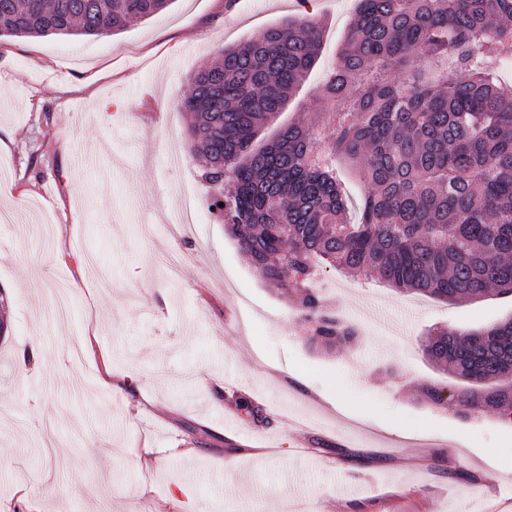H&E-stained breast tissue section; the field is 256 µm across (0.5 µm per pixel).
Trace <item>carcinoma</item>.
Returning <instances> with one entry per match:
<instances>
[{
  "label": "carcinoma",
  "mask_w": 512,
  "mask_h": 512,
  "mask_svg": "<svg viewBox=\"0 0 512 512\" xmlns=\"http://www.w3.org/2000/svg\"><path fill=\"white\" fill-rule=\"evenodd\" d=\"M172 0H0L1 37L105 36ZM512 0H357L339 63L320 95L333 133L293 124L255 144L316 62L313 16L272 25L198 69L178 101L209 207L272 286L299 295L310 340L359 341L312 286L319 269L369 273L454 302L512 295V87L491 64L512 55ZM444 64L437 73L425 58ZM350 160L365 190L357 224L336 177ZM422 350L468 383L457 415L512 422V319L440 330ZM420 399L448 404L431 384Z\"/></svg>",
  "instance_id": "cac0c4a2"
}]
</instances>
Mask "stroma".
<instances>
[{
  "instance_id": "stroma-1",
  "label": "stroma",
  "mask_w": 512,
  "mask_h": 512,
  "mask_svg": "<svg viewBox=\"0 0 512 512\" xmlns=\"http://www.w3.org/2000/svg\"><path fill=\"white\" fill-rule=\"evenodd\" d=\"M356 7L314 0L317 60L258 142L321 111ZM301 15L173 0L107 36L0 40V512H512V425L415 395L458 386L420 340L512 318L511 296L445 302L341 272L321 294L363 333L326 351L207 205L192 235L170 230L183 187L207 195L174 99L225 47Z\"/></svg>"
}]
</instances>
